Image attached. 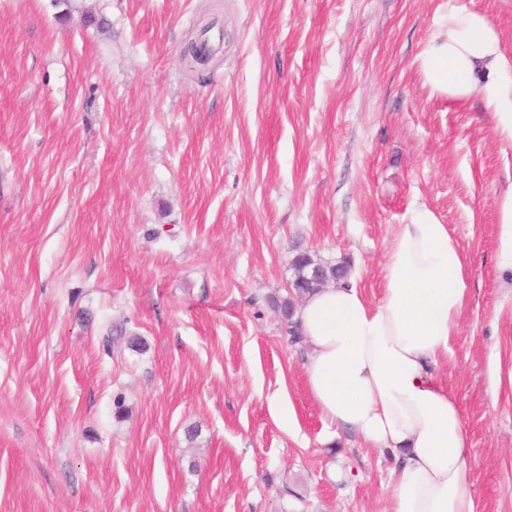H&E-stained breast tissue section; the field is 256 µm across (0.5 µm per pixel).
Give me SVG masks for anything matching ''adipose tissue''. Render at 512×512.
I'll return each instance as SVG.
<instances>
[{"label":"adipose tissue","mask_w":512,"mask_h":512,"mask_svg":"<svg viewBox=\"0 0 512 512\" xmlns=\"http://www.w3.org/2000/svg\"><path fill=\"white\" fill-rule=\"evenodd\" d=\"M446 26L420 55L426 80L452 99L481 92L511 143L512 84L495 25L448 0ZM466 296L447 225L420 211L386 250L378 303L347 279L307 297L293 317L310 348L306 384L326 422L396 459L392 512H478L459 407L427 370L447 355Z\"/></svg>","instance_id":"ef3b65f1"}]
</instances>
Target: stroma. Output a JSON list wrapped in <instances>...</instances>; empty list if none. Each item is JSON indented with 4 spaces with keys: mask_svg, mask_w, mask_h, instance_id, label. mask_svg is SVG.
I'll use <instances>...</instances> for the list:
<instances>
[{
    "mask_svg": "<svg viewBox=\"0 0 512 512\" xmlns=\"http://www.w3.org/2000/svg\"><path fill=\"white\" fill-rule=\"evenodd\" d=\"M459 3L512 79V0ZM447 5L0 0V512H390V454L324 421L280 304L304 252L377 303L420 210L468 282L428 370L479 512H512V147L419 68ZM501 224L506 228L500 259L512 270V193L505 197L501 206Z\"/></svg>",
    "mask_w": 512,
    "mask_h": 512,
    "instance_id": "35a3bbf8",
    "label": "stroma"
}]
</instances>
